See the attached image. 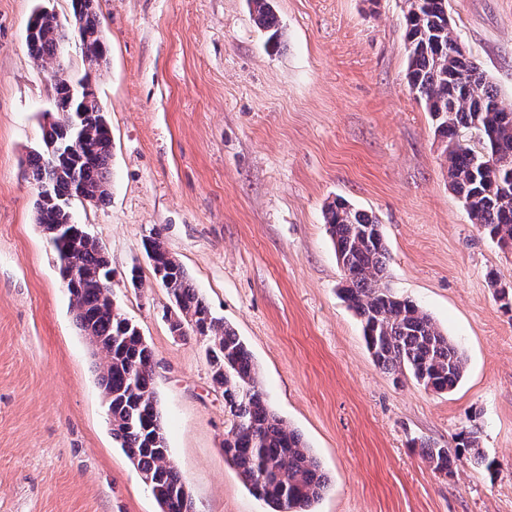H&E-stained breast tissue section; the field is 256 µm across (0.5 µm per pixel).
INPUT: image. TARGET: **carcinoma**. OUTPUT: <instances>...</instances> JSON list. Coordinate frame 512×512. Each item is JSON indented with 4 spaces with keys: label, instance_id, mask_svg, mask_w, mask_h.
<instances>
[{
    "label": "carcinoma",
    "instance_id": "1",
    "mask_svg": "<svg viewBox=\"0 0 512 512\" xmlns=\"http://www.w3.org/2000/svg\"><path fill=\"white\" fill-rule=\"evenodd\" d=\"M84 2L80 11H72L82 57L101 63L108 47L100 14L95 0ZM406 2L408 82L445 142L450 186L479 231L499 247L512 248V108L502 105L486 74L454 38L447 0ZM250 5L257 26L278 41L269 0H250ZM66 38L56 16L46 14L37 33L26 39L28 54L43 67ZM53 75L56 117L25 169L37 193L35 220L54 248L77 324L93 347L113 438L141 477L150 480L160 512H191L193 500L185 496L186 483L166 445L152 351L113 303L106 247L89 233L71 246L55 233L74 223V201L109 199L112 138L95 92L70 94L75 85L91 83L90 73L76 78L57 67ZM326 226L337 264L350 273L341 292L360 318L375 365L398 379L408 375L427 390H452L465 373L464 354L418 304L389 288L390 255L375 218L338 198L327 206ZM144 248L153 259L154 279L171 297V333L203 343L212 382L224 394L226 461L270 512H311L328 479L302 436L271 409L248 347L213 316L158 230L149 233ZM420 448L439 471L450 472L461 460L459 453L428 442Z\"/></svg>",
    "mask_w": 512,
    "mask_h": 512
}]
</instances>
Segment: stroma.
<instances>
[{
  "mask_svg": "<svg viewBox=\"0 0 512 512\" xmlns=\"http://www.w3.org/2000/svg\"><path fill=\"white\" fill-rule=\"evenodd\" d=\"M272 6L276 44L248 0H98L109 52L91 82L112 129L111 194L72 211L107 248L114 300L153 351L167 445L195 512L269 508L224 459V396L201 343L169 332L143 246L153 228L328 473L312 512H512V312L497 293L512 288V252L480 234L449 186L408 84L406 2ZM39 7L72 27L70 0H0V512H159L112 438L24 178L53 109L25 42ZM448 13L512 106V0H448ZM337 197L377 218L391 289L463 351L453 391L374 364L326 233ZM471 430L478 448L449 473L413 445L452 449Z\"/></svg>",
  "mask_w": 512,
  "mask_h": 512,
  "instance_id": "1",
  "label": "stroma"
}]
</instances>
